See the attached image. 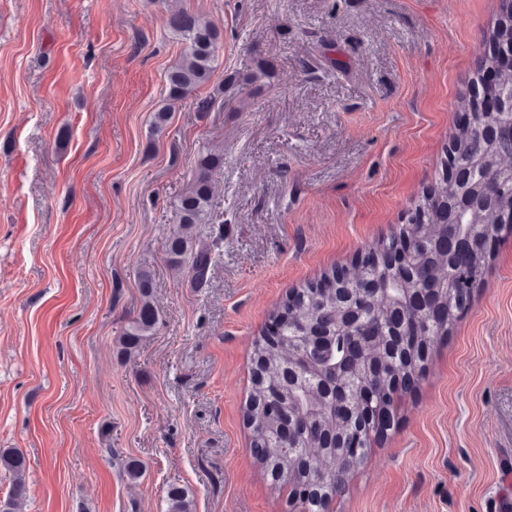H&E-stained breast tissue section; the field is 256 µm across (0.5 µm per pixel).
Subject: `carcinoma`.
<instances>
[{
  "label": "carcinoma",
  "mask_w": 512,
  "mask_h": 512,
  "mask_svg": "<svg viewBox=\"0 0 512 512\" xmlns=\"http://www.w3.org/2000/svg\"><path fill=\"white\" fill-rule=\"evenodd\" d=\"M166 26L183 44L167 78L166 103L153 115L156 132L166 126L173 104L209 84L216 70L221 31L211 21L167 0ZM504 20L494 27L478 59L494 65L497 53L512 42V3L503 0ZM263 69L237 74L198 100L197 111L224 104L230 89L253 84ZM474 113L472 126L512 123V112ZM455 175L444 180L440 203L423 196L414 219L368 249L370 261H355L342 272L331 269L294 288L269 314L275 335H260L252 346L251 388L243 421L251 432L255 462L274 484L292 490L290 512H328L348 475L371 454L369 431L388 433L393 410H378L379 400L416 389L431 348L448 335L465 311L492 260L491 251L463 252L448 244L443 224H456L464 236L495 241L501 225L512 221V141L460 130L453 136ZM224 166V150L197 156L192 181L174 210L177 224L165 240L168 267L201 288L220 259L218 240L197 239L196 229L212 218L213 173ZM494 185L488 193L486 182ZM139 307L117 339L132 356L157 331L158 310L151 294V273L138 274ZM441 290L440 314L407 305L410 291ZM354 307L362 328L344 329L343 309ZM0 470L11 476L0 512H22L28 497L26 460L15 448H0ZM189 490L170 484L165 512H192Z\"/></svg>",
  "instance_id": "1"
}]
</instances>
